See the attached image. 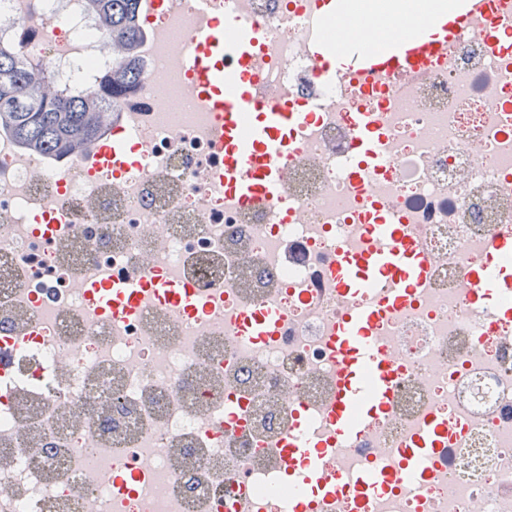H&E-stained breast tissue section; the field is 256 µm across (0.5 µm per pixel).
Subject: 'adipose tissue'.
Returning <instances> with one entry per match:
<instances>
[{"label": "adipose tissue", "instance_id": "ef3b65f1", "mask_svg": "<svg viewBox=\"0 0 512 512\" xmlns=\"http://www.w3.org/2000/svg\"><path fill=\"white\" fill-rule=\"evenodd\" d=\"M449 0H355L336 24V42L383 32V44L412 32L428 16L449 8Z\"/></svg>", "mask_w": 512, "mask_h": 512}]
</instances>
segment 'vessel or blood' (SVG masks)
I'll return each mask as SVG.
<instances>
[{"mask_svg": "<svg viewBox=\"0 0 512 512\" xmlns=\"http://www.w3.org/2000/svg\"><path fill=\"white\" fill-rule=\"evenodd\" d=\"M195 3L193 38L181 65L191 77L194 96L215 114L216 140L223 154L218 175L224 181V189L245 204L283 198L284 167L289 154L299 150L292 131L309 120L312 111H299L287 101L259 95L255 78L258 26L231 10L218 18L212 16L210 0ZM491 9L492 0H460L457 11L432 16L414 34L387 50L369 52L354 43L338 56L331 43L323 40L315 45L314 53L328 79L344 73L363 83L387 73H403L416 79L432 59L446 53L449 43L460 40L465 17H483ZM349 126L351 150L361 162L360 174L382 171L379 130L370 113H352ZM89 161L115 170L139 163L135 154L109 140L99 145ZM363 233L366 246L356 252H341L330 276L345 294H360L382 281L391 282L392 287L379 303L348 309L330 338L336 393L328 416L332 432L339 437L359 434L364 421L390 407L398 367L381 351L374 326L382 314L408 304L431 272L429 256L417 235L405 225L381 216L365 225ZM510 256L512 231L503 230L492 237L485 258L471 268L465 296L500 298L501 312H512V306L504 302L512 295V271L503 264ZM84 288L92 306L106 317H134L149 296L161 300L170 310L189 316L202 313L205 306L190 281H171L153 274L136 280H88ZM244 323L251 334L269 336L278 331L282 315L276 311H250L245 314ZM446 435V425L430 419L409 447L399 449L395 468H370L363 473L359 491L371 494L420 478L426 461ZM323 455L318 443L297 421L285 433L280 468L297 491L323 496L341 493L344 480L325 475Z\"/></svg>", "mask_w": 512, "mask_h": 512, "instance_id": "b4317fda", "label": "vessel or blood"}]
</instances>
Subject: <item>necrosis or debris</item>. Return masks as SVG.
I'll return each instance as SVG.
<instances>
[{"mask_svg":"<svg viewBox=\"0 0 512 512\" xmlns=\"http://www.w3.org/2000/svg\"><path fill=\"white\" fill-rule=\"evenodd\" d=\"M258 22L259 90L317 118L297 128L287 203L244 208L224 192L214 117L181 69L193 0L144 20L145 77L110 134L144 150L119 173L52 164L0 137V512H292L277 463L296 408L327 436L334 388L327 338L353 301L326 270L362 244L375 211L420 237L433 260L412 303L380 319L399 365L390 408L325 457L327 474L390 468L425 417L448 437L427 478L360 500L310 498L309 512H512V320L463 305L470 265L512 225V52L482 36L512 25V0L469 20L471 36L420 80H322L311 55L333 37L316 0H212ZM79 91L112 69L79 0H0V41ZM383 131V174L356 183L351 113ZM190 280L207 313L146 301L136 318L92 313L95 276L148 271ZM283 313L268 337L246 309Z\"/></svg>","mask_w":512,"mask_h":512,"instance_id":"obj_1","label":"necrosis or debris"}]
</instances>
